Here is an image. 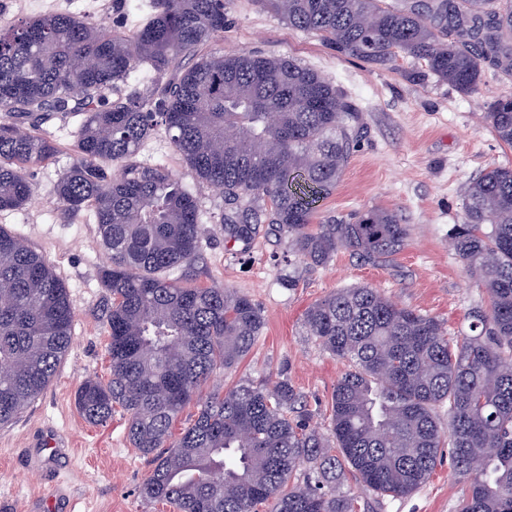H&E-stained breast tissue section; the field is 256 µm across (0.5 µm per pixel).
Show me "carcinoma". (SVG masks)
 Segmentation results:
<instances>
[{"mask_svg":"<svg viewBox=\"0 0 512 512\" xmlns=\"http://www.w3.org/2000/svg\"><path fill=\"white\" fill-rule=\"evenodd\" d=\"M288 25L368 65L422 60L462 93L484 70L512 72V0H255ZM230 0H147L145 20L107 33L65 13L0 23V210L34 193L29 169L58 146L43 126L81 116L69 169L53 186L64 211L93 210L108 264L109 378L86 379L84 419L119 408L127 439L152 470L139 496L176 512H367L353 481L376 498L407 497L448 460L468 482L457 512H512V168L471 183L452 246L489 298L469 332L368 286L343 288L304 313L306 334L347 363L326 430L297 410L284 374L200 387L237 366L265 325L234 289L187 287L199 257V201L164 164L137 159L161 118L171 147L199 181L224 194V242L285 235L304 262L340 249L367 262L398 254L406 225L390 210L314 223L336 189L355 138L352 102L290 57L210 50L224 37ZM156 80L130 94L131 73ZM512 145V96L485 113ZM115 166L108 172L107 164ZM64 283L44 257L0 228V427L48 386L72 344ZM198 405L179 434L184 408ZM448 414L442 427L441 412Z\"/></svg>","mask_w":512,"mask_h":512,"instance_id":"carcinoma-1","label":"carcinoma"}]
</instances>
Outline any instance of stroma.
<instances>
[{
  "instance_id": "1",
  "label": "stroma",
  "mask_w": 512,
  "mask_h": 512,
  "mask_svg": "<svg viewBox=\"0 0 512 512\" xmlns=\"http://www.w3.org/2000/svg\"><path fill=\"white\" fill-rule=\"evenodd\" d=\"M144 2L0 0V21L60 11L105 31L128 32L141 24ZM213 48L290 56L333 82L358 108L357 137L335 190L319 204L318 220L387 209L408 229L402 251L370 263L342 249L326 265L312 266L295 257L279 235L259 237L246 247L228 244L223 225L213 221L224 207L223 194L198 182L171 150L164 128L140 150V160L167 164L199 198L201 247L186 284L236 289L249 295L266 319L248 358L217 373L212 385L228 387L242 379L263 384L286 372L303 409L323 428L346 365L307 336L303 315L313 303L338 289L367 285L400 306L437 318L452 336L467 331L470 312L487 307L484 288L466 273L449 233L464 220L469 184L488 168L512 167V147L484 121L490 104L512 95V74L486 69L478 90L465 94L409 57L378 68L338 54L254 0H232L224 37ZM79 121L60 114L47 124L59 148L56 161L31 169L37 193L29 204L0 211V228L46 259L73 308V342L55 376L18 420L0 428V512H174L139 496L150 466L127 441L121 414L98 426L76 405L87 378L109 377L105 309L111 302L100 279L107 257L91 211L64 213L50 194L72 163ZM465 488L444 460L419 491L384 499L374 512H456Z\"/></svg>"
}]
</instances>
